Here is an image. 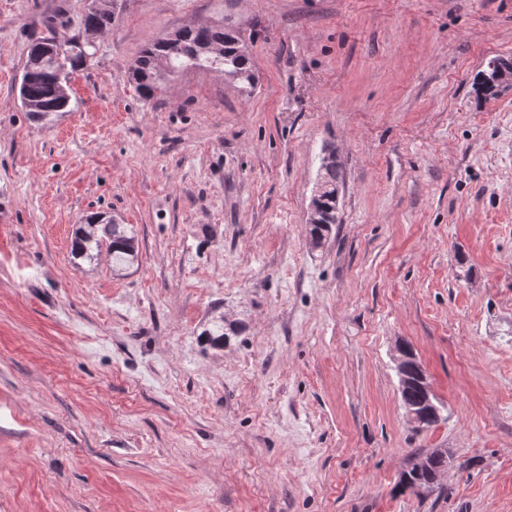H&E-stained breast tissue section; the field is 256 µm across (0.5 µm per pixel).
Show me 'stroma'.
<instances>
[{
	"label": "stroma",
	"mask_w": 512,
	"mask_h": 512,
	"mask_svg": "<svg viewBox=\"0 0 512 512\" xmlns=\"http://www.w3.org/2000/svg\"><path fill=\"white\" fill-rule=\"evenodd\" d=\"M85 12L0 0V512H512V87L476 90L512 0H121L32 119L29 43ZM200 25L252 92L188 68L143 100L141 50ZM92 213L134 225L126 276L75 264ZM401 340L447 409L420 433ZM431 448L443 494L401 490ZM339 168L336 157L331 156L327 163H322L320 177L317 182L322 186H317L313 191L310 203V213L314 215L315 201L319 196V209L314 218L307 222L308 234L314 247H320L326 238L330 235L332 224H336L337 212L336 199L339 200Z\"/></svg>",
	"instance_id": "stroma-1"
}]
</instances>
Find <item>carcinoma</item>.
<instances>
[{
    "mask_svg": "<svg viewBox=\"0 0 512 512\" xmlns=\"http://www.w3.org/2000/svg\"><path fill=\"white\" fill-rule=\"evenodd\" d=\"M113 0H101V4L86 11L83 26L87 30L104 33L115 19L111 6ZM51 36L32 39L20 84V99L25 109L36 120L63 112L69 99L61 95V85L68 81L70 72L85 60V51L76 46L65 64L53 62ZM216 45L223 49L219 58L202 52L205 45ZM240 38L232 29L199 27L177 32L175 37H162L142 49L132 66V80L145 100L154 99L156 92L171 81V75L158 69V61L170 58L173 70L183 68L216 69L227 74L231 81L242 85V90L252 89L253 65L250 58L239 53ZM339 168L336 158L321 165L318 182L322 186L319 209L314 218L308 220V234L314 247H320L330 235L332 224L337 220L336 190L339 189ZM71 252L74 258L90 264H99L102 258L111 263L112 275L122 276L139 261V241L136 230L130 224H121L115 219L95 215L78 225L72 239ZM224 315L212 320L202 337L213 347L224 345ZM423 467L414 477L417 486L412 493L421 496L442 492L443 487L435 481L436 474L452 462L444 449H436L422 456Z\"/></svg>",
    "mask_w": 512,
    "mask_h": 512,
    "instance_id": "obj_1",
    "label": "carcinoma"
}]
</instances>
